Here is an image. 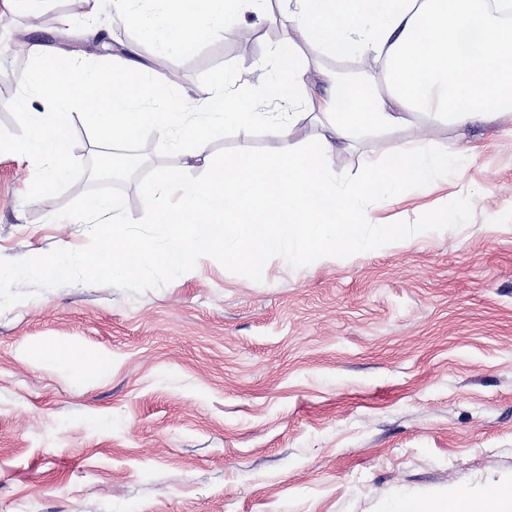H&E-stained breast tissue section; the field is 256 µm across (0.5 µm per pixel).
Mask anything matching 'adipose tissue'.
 Here are the masks:
<instances>
[{
    "label": "adipose tissue",
    "instance_id": "adipose-tissue-1",
    "mask_svg": "<svg viewBox=\"0 0 512 512\" xmlns=\"http://www.w3.org/2000/svg\"><path fill=\"white\" fill-rule=\"evenodd\" d=\"M265 0H111L114 14L181 52L223 32L225 25L262 17ZM289 19L305 37L340 57L384 63L392 94L382 97L365 86L324 76L323 93L305 90L304 71L291 43L278 51L279 78L263 96L273 112L256 111L252 99L211 85L203 96L165 84L152 95L136 46L112 66L100 67L32 45L36 58L29 87L15 105L25 112L27 133L11 141V153L41 161L46 175L34 181L36 194L51 193L70 170L71 127L83 114L97 138L119 146L150 131L191 157L206 155L210 130L234 125L241 133L259 122L279 147L257 157L248 143L210 169L201 183L163 172L147 189L150 200L177 193L172 209L153 211L154 224L172 225L171 245L156 253L145 242L113 243L110 227L123 221V203L94 196L83 204L89 216L111 217L93 230L102 248L87 272L127 277L162 263L176 277L186 276L206 250L223 252L225 261L242 259L258 266L282 247L320 260L359 248L372 205L388 200L405 182L427 183L432 169L448 162L447 153L425 161L408 142L392 147L388 160L369 168L360 187L342 189L327 160L338 142L362 130L409 126L420 112L447 116L462 128L512 112V24L492 8L474 12L472 0H290ZM320 111L331 137L314 151L294 141L301 123L299 106ZM400 512H512V485L493 486L476 496L448 495L435 504L414 503Z\"/></svg>",
    "mask_w": 512,
    "mask_h": 512
}]
</instances>
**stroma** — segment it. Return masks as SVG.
<instances>
[{
	"instance_id": "stroma-1",
	"label": "stroma",
	"mask_w": 512,
	"mask_h": 512,
	"mask_svg": "<svg viewBox=\"0 0 512 512\" xmlns=\"http://www.w3.org/2000/svg\"><path fill=\"white\" fill-rule=\"evenodd\" d=\"M70 0L0 7V137L26 133L14 108L30 55L6 52L19 33L47 51L108 65L127 44L152 78L169 69L201 94L220 81L253 88L277 74L276 49L296 46L309 89L323 74L385 96L382 67H351L287 22L286 0L182 54L126 27L109 5L105 38L60 27ZM253 42L254 58L236 40ZM277 144L215 129L209 149ZM408 141L460 162L429 185L405 183L374 218L405 229L393 246L312 263L282 253L261 266L207 253L190 276L138 295L72 284L0 313V512H388L400 500L512 482V116L457 134L446 117L361 133L328 159L356 186L369 164ZM37 165L0 153V258L88 241L82 223L51 216L88 190L24 195ZM453 210L441 228L435 214ZM70 344L100 374L63 370L43 351Z\"/></svg>"
}]
</instances>
